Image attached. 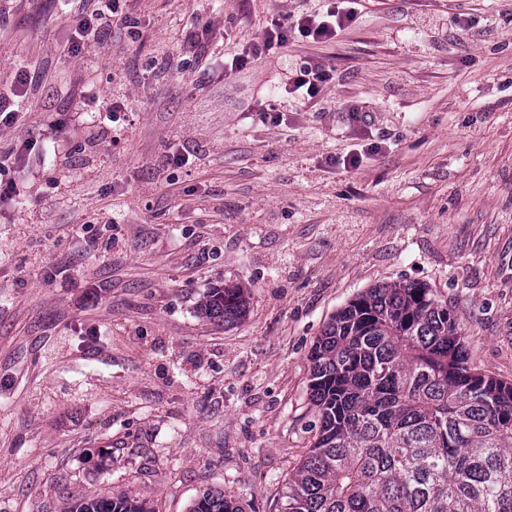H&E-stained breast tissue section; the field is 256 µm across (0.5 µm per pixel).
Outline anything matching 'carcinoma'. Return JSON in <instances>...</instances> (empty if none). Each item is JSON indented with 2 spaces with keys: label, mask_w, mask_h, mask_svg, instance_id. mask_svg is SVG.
Here are the masks:
<instances>
[{
  "label": "carcinoma",
  "mask_w": 512,
  "mask_h": 512,
  "mask_svg": "<svg viewBox=\"0 0 512 512\" xmlns=\"http://www.w3.org/2000/svg\"><path fill=\"white\" fill-rule=\"evenodd\" d=\"M226 324L243 289L214 288ZM316 439L282 512H512V382L473 372L448 302L421 282L376 285L332 315L310 355ZM70 512H151L134 497ZM190 512H243L210 489Z\"/></svg>",
  "instance_id": "1"
}]
</instances>
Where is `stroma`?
I'll list each match as a JSON object with an SVG mask.
<instances>
[{"mask_svg":"<svg viewBox=\"0 0 512 512\" xmlns=\"http://www.w3.org/2000/svg\"><path fill=\"white\" fill-rule=\"evenodd\" d=\"M100 6L0 0V512L210 488L281 512L311 348L378 284L432 288L512 381V0H358L335 40L229 76L325 0H118L70 56ZM307 62L314 107L274 88ZM224 286L231 324L199 310ZM112 1V0H108ZM118 0L112 1V6L110 4L107 5L109 11L112 15L106 16L105 13H96L95 15H91L88 17H80L74 20L75 24V38L72 39L70 45L68 46V53H82L88 46L89 36L96 31V27L101 25L98 21L102 19H106V25H112V18L114 17L115 11V3ZM200 308L205 316L228 324L245 316L248 300L242 288L225 286L212 289L201 302Z\"/></svg>","mask_w":512,"mask_h":512,"instance_id":"1","label":"stroma"}]
</instances>
